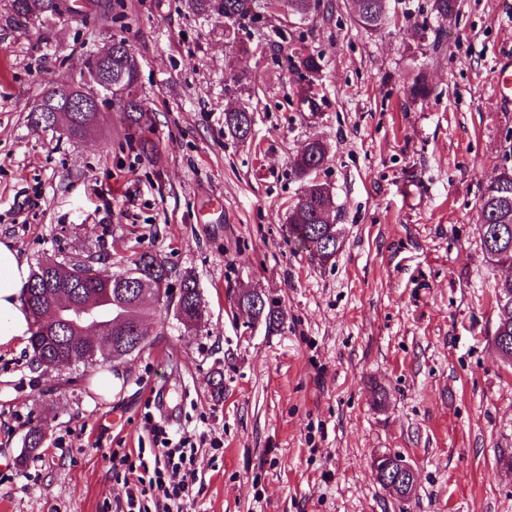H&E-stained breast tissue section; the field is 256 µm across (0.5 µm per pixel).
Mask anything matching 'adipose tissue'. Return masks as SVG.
I'll return each instance as SVG.
<instances>
[{
  "label": "adipose tissue",
  "instance_id": "adipose-tissue-1",
  "mask_svg": "<svg viewBox=\"0 0 512 512\" xmlns=\"http://www.w3.org/2000/svg\"><path fill=\"white\" fill-rule=\"evenodd\" d=\"M29 266L13 243L0 240V349L24 346L32 334V318L24 301Z\"/></svg>",
  "mask_w": 512,
  "mask_h": 512
}]
</instances>
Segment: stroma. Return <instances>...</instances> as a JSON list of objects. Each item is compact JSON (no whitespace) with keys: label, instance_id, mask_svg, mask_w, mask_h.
<instances>
[{"label":"stroma","instance_id":"1","mask_svg":"<svg viewBox=\"0 0 512 512\" xmlns=\"http://www.w3.org/2000/svg\"><path fill=\"white\" fill-rule=\"evenodd\" d=\"M432 5L395 0L394 23L370 33L347 0H316L305 21L266 13L230 38L187 0H91L22 28L0 0V239L32 268L113 273L148 250L204 299L188 333L147 298L144 347L114 363L108 399L91 390L98 367L45 371L28 347L0 349V512H117L102 453L153 447L148 417L222 444L201 446L188 512H512L498 463L512 366L493 344L512 272L484 255L477 219L512 166V105L492 86L512 0H457L443 20ZM119 40L139 63L153 154L107 102L81 139L31 124L38 96L88 82L89 53ZM420 74L429 94L415 99ZM234 106L254 114L248 141L224 131ZM312 139L329 159L307 178L296 160ZM310 179L332 189L341 231L324 262L288 233ZM243 288L273 298L283 326L234 307ZM34 426L45 441L31 452ZM381 453L415 468L409 501L379 482Z\"/></svg>","mask_w":512,"mask_h":512}]
</instances>
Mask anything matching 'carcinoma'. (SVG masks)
<instances>
[{
	"label": "carcinoma",
	"instance_id": "obj_1",
	"mask_svg": "<svg viewBox=\"0 0 512 512\" xmlns=\"http://www.w3.org/2000/svg\"><path fill=\"white\" fill-rule=\"evenodd\" d=\"M46 0H11V20L22 27L40 17L57 16L59 12L45 8ZM309 0H189V7L200 13H215L224 18L225 33L232 35L231 26L241 20H256L260 11L285 6L288 13L304 19L308 15ZM354 21L368 32L380 31L395 21L391 0H349ZM127 49L121 42L112 44V85L125 99L123 118L127 128L145 131L144 115L148 108L137 97L138 65L125 61ZM69 121L74 137L86 134L93 122L88 112L64 115ZM252 116L249 111L224 113V128L234 139H244L251 132ZM328 147L319 140L309 141L297 158V169L305 175L322 167L328 160ZM334 199L327 185L309 181L288 210L289 232L295 241L304 246L321 261L331 258L340 246L338 227L333 218ZM482 248L496 250L494 264L512 263V167H504L499 177L488 184L478 207ZM63 263L47 260L38 264L29 278L25 303L33 319V332L29 347L36 365L44 369L62 359L76 357V361H93L91 356L80 355L81 346L77 332L66 316L54 322L43 320L44 310L51 305L89 303L102 327H112V349L119 358L132 354L136 338L133 334L147 314L144 298L151 288L164 285L170 289L172 269L158 255L143 252L130 266L134 275L128 279L121 273L105 274L92 271L83 263L84 279L71 280L61 271ZM166 302L174 306V317L186 331L197 328L203 311V296L196 279L184 275L177 284L176 293L165 295ZM257 318L264 320L267 329H277L284 321V314L269 297L261 300L255 310ZM500 339L499 348L512 353V307L501 309L495 332Z\"/></svg>",
	"mask_w": 512,
	"mask_h": 512
}]
</instances>
